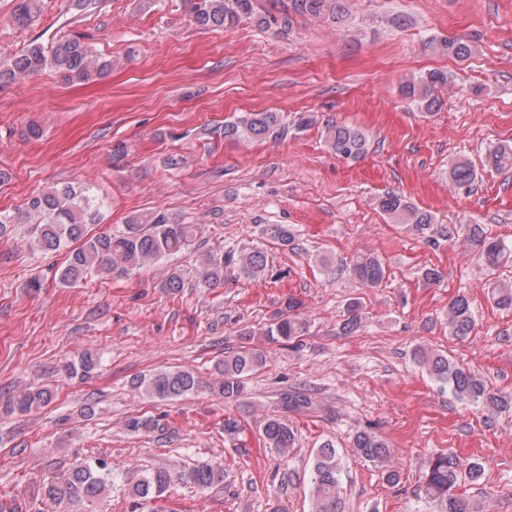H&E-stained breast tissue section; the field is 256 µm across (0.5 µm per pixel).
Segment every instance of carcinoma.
Wrapping results in <instances>:
<instances>
[{"label":"carcinoma","instance_id":"obj_1","mask_svg":"<svg viewBox=\"0 0 512 512\" xmlns=\"http://www.w3.org/2000/svg\"><path fill=\"white\" fill-rule=\"evenodd\" d=\"M289 2L291 12L278 18L257 11V0H187L191 21L202 28H222L243 18H252L261 28L275 25L286 30L290 26L292 12L324 17L334 22L346 16L344 0ZM43 8V0H16L13 22L19 27H30L39 20ZM424 47L458 59H465L472 53L471 46L459 38L430 41ZM45 69L53 70L67 82H87L109 75L112 59L92 54L77 37L61 39L48 48L32 43L19 53L0 57V84L24 79ZM448 82V73L430 71L404 85L403 93L416 101L421 110L431 113L441 107L437 91ZM285 131L286 122L281 112H250L224 124V137L228 139L276 138ZM327 143L336 155L358 159L367 151L368 138L358 127L336 124L328 128ZM483 165L495 170H512V145L501 144L489 149ZM476 177V169L467 159L457 160L449 169V179L457 186H470ZM379 207L395 222L411 224L417 234L432 237L433 216L413 207L403 196L387 193L380 198ZM104 208L105 201L92 188L76 190L62 186L31 197L23 215L12 217L0 213V229L5 224L18 223L27 217L33 221L35 240L41 247L58 249L69 243L77 244L60 274V280L65 284L79 283L93 272L128 275L143 266L159 263L196 247L199 226L173 221L160 210L131 216L121 232L88 234L87 225L98 223ZM469 237L479 246V261L489 271L498 267L509 253V247L503 240L486 236L478 224L469 227ZM230 265L244 277L256 280L265 276L268 260L265 251L259 247L239 253L229 250L221 256L208 254L198 270L197 286L205 289L224 283V272ZM350 273L367 288L380 286L386 278L385 267L371 254L358 256ZM162 287L172 293L180 292L184 288L182 271L176 267L168 269ZM491 296L496 306L512 310V286L494 285ZM297 310L298 303L288 300L284 309L258 333L270 341L282 343L303 336L307 325ZM361 326L362 313L358 305L353 304L343 320L342 331L354 334ZM474 327L475 315L469 298L465 295L454 297L448 303L449 335L465 338L471 335ZM413 360L459 401L491 413L512 407V398L498 394L475 371L438 350L418 347L413 352ZM264 361L265 357L256 349L242 347L225 352L220 367L221 380L215 391L226 401L238 400L245 392L249 373ZM197 386L194 375L182 370L160 371L140 381L146 395L160 400L178 398ZM51 398L52 394L47 389L31 390L13 400L12 405L19 412L26 413L48 403ZM311 406L312 398L304 390L281 394V407L286 412H297ZM262 437L266 444L284 453L293 447L294 433L280 417H271L265 422ZM353 452L382 469L386 481H398L396 471L389 469L390 448L376 433L368 430L358 432L353 439ZM482 475L483 468L478 463L465 465L454 454H437L431 457L424 472L423 490L426 498L441 512H476L468 500L457 494V488L462 480L476 481ZM115 480L110 463L97 458L84 461L72 467L63 478L45 484L43 496L56 504L90 502L110 491ZM181 482H189L200 490L220 485L224 483V465L203 461L183 471L155 468L136 482L126 483L124 496L131 505V512H138L143 505L160 500L171 486ZM310 499V512H345L342 467L338 450L331 441L324 442L315 453L310 475Z\"/></svg>","mask_w":512,"mask_h":512}]
</instances>
